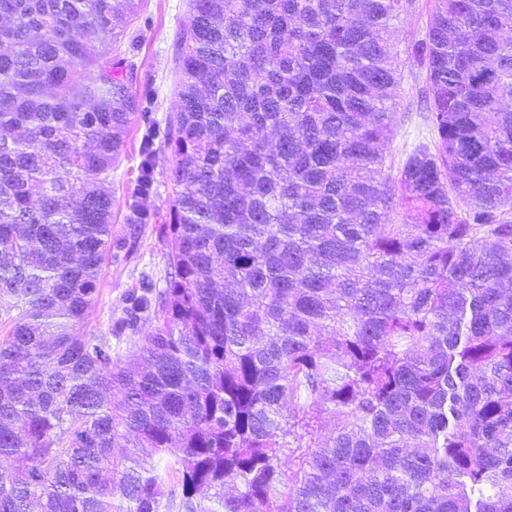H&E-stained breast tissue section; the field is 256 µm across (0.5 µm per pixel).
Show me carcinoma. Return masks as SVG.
I'll return each instance as SVG.
<instances>
[{"instance_id": "obj_1", "label": "carcinoma", "mask_w": 512, "mask_h": 512, "mask_svg": "<svg viewBox=\"0 0 512 512\" xmlns=\"http://www.w3.org/2000/svg\"><path fill=\"white\" fill-rule=\"evenodd\" d=\"M408 2L189 0L166 287L88 335L142 0H0V512H512V0H433L395 172ZM433 6V0H413L408 13L401 14L391 25L392 40L402 52L414 41L424 36L429 12ZM404 60L403 88L404 93L397 108L398 128L396 135L389 146V155L395 166L405 159L406 154L418 143L429 141L432 132L423 117L421 102L416 92L425 85L424 69L413 59H408L406 54H401ZM402 112H409L408 118H402Z\"/></svg>"}]
</instances>
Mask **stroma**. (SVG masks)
Here are the masks:
<instances>
[{"instance_id":"obj_1","label":"stroma","mask_w":512,"mask_h":512,"mask_svg":"<svg viewBox=\"0 0 512 512\" xmlns=\"http://www.w3.org/2000/svg\"><path fill=\"white\" fill-rule=\"evenodd\" d=\"M433 0H413L407 13L391 25V37L399 50H406L424 36ZM189 20L188 0H144L130 23L119 28L112 45L113 61L132 69V87L142 103L126 135V149L112 173V235L124 240L122 249L113 250L112 258L102 267L99 278L100 296L81 331L105 334L125 309L126 295L143 285L165 288L167 267V223L172 190L168 180L170 152L164 146L166 119L177 103L176 42L181 28ZM425 79L423 68L414 60L403 67L404 93L399 109L404 116L389 146L394 163H401L418 143L431 140L421 103L416 95ZM153 133L159 150L154 172L152 203L156 216L151 223L137 227L126 224V202L135 187L140 162L139 148L145 133Z\"/></svg>"}]
</instances>
